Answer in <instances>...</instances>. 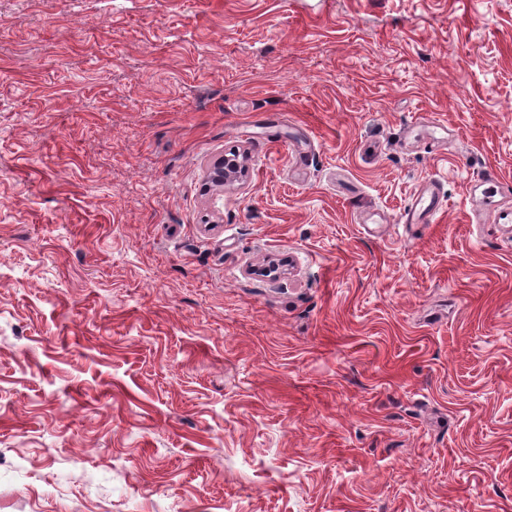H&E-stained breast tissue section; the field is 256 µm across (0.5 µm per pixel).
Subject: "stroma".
Instances as JSON below:
<instances>
[{
    "label": "stroma",
    "instance_id": "stroma-1",
    "mask_svg": "<svg viewBox=\"0 0 512 512\" xmlns=\"http://www.w3.org/2000/svg\"><path fill=\"white\" fill-rule=\"evenodd\" d=\"M488 172L512 0H0V512H512ZM245 171L244 159L238 153L225 154L224 158L211 166L208 181L213 182L218 187H223L226 182L233 180L237 174L244 175ZM502 183L493 174H487L484 177L478 178L477 182L471 187L473 209L471 212L472 221L480 223L481 216L489 211H493V223L494 224H511L512 223V210L510 207L504 208L503 206L491 205L494 203L493 200L496 196L501 195ZM482 206L484 208L482 209ZM441 200L434 186L426 188L412 198L410 206L405 209L402 224H429V218L439 212Z\"/></svg>",
    "mask_w": 512,
    "mask_h": 512
}]
</instances>
